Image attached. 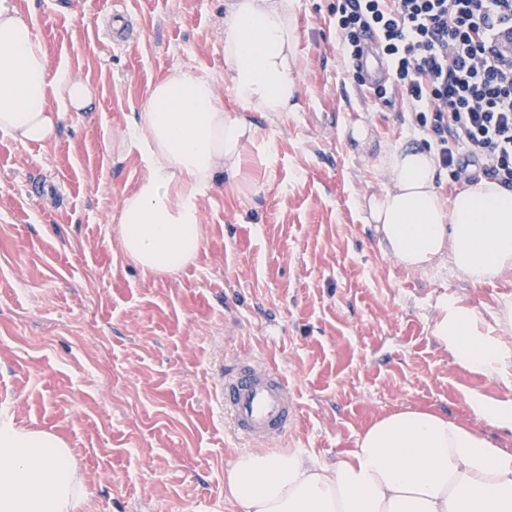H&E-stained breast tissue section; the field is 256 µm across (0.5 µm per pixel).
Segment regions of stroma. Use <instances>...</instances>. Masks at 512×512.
<instances>
[{"mask_svg":"<svg viewBox=\"0 0 512 512\" xmlns=\"http://www.w3.org/2000/svg\"><path fill=\"white\" fill-rule=\"evenodd\" d=\"M336 4L297 0V112L252 113L244 176L199 202V253L156 277L116 239L146 172L131 132L150 88L179 68L212 78L238 110L228 0H0L29 18L51 71L94 92L85 112L52 101L62 119L50 141L0 132V419L65 441L86 485L81 512H240L224 473L250 447L215 399L233 359L287 376L299 417L280 451L325 462L386 414L467 419L466 394L512 396L430 332L439 296L492 308L512 277L475 287L447 266L406 269L365 220L359 201L381 188L384 150L432 137L394 86L383 101L361 86L338 49ZM40 182L53 192L42 205Z\"/></svg>","mask_w":512,"mask_h":512,"instance_id":"obj_1","label":"stroma"}]
</instances>
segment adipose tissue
Segmentation results:
<instances>
[{
    "instance_id": "1",
    "label": "adipose tissue",
    "mask_w": 512,
    "mask_h": 512,
    "mask_svg": "<svg viewBox=\"0 0 512 512\" xmlns=\"http://www.w3.org/2000/svg\"><path fill=\"white\" fill-rule=\"evenodd\" d=\"M297 0H233L224 63L241 111L218 104L211 79L175 70L154 85L136 136L147 172L122 203L117 239L145 273L172 275L202 245L199 200L237 178L257 135L250 113L271 120L298 109ZM82 111L90 87L50 73L44 44L23 16L0 8V131L42 143L56 133L51 100ZM385 185L364 198L386 251L406 267L447 264L480 286L512 272V190L481 180L451 199L436 184L435 153L399 143L383 158ZM431 332L455 364L512 387V300L479 310L440 296ZM471 420L400 410L371 424L347 457L239 455L226 489L241 512H512V448L486 427L512 432V398L477 393ZM85 483L60 438L0 421V512H76Z\"/></svg>"
}]
</instances>
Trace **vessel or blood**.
Wrapping results in <instances>:
<instances>
[{"label":"vessel or blood","mask_w":512,"mask_h":512,"mask_svg":"<svg viewBox=\"0 0 512 512\" xmlns=\"http://www.w3.org/2000/svg\"><path fill=\"white\" fill-rule=\"evenodd\" d=\"M218 395L235 432L253 444L277 445L297 419L287 378L253 358L234 360L221 370Z\"/></svg>","instance_id":"1"}]
</instances>
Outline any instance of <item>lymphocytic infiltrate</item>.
Listing matches in <instances>:
<instances>
[{
    "mask_svg": "<svg viewBox=\"0 0 512 512\" xmlns=\"http://www.w3.org/2000/svg\"><path fill=\"white\" fill-rule=\"evenodd\" d=\"M344 60L375 31L397 93L430 124L443 167L512 188V0H339Z\"/></svg>",
    "mask_w": 512,
    "mask_h": 512,
    "instance_id": "f902f5d3",
    "label": "lymphocytic infiltrate"
}]
</instances>
